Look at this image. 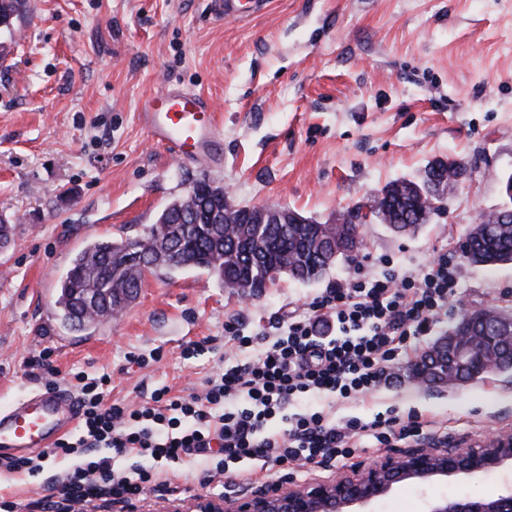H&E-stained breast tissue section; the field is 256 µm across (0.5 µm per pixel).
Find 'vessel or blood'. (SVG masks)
Segmentation results:
<instances>
[{
    "label": "vessel or blood",
    "mask_w": 512,
    "mask_h": 512,
    "mask_svg": "<svg viewBox=\"0 0 512 512\" xmlns=\"http://www.w3.org/2000/svg\"><path fill=\"white\" fill-rule=\"evenodd\" d=\"M208 102L198 94L165 88L146 98L139 120L151 138L180 159L213 158L218 133ZM68 392L42 390L22 403L0 409V455L21 457L52 448L76 422Z\"/></svg>",
    "instance_id": "1"
}]
</instances>
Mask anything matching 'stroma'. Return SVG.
<instances>
[{
  "label": "stroma",
  "instance_id": "stroma-1",
  "mask_svg": "<svg viewBox=\"0 0 512 512\" xmlns=\"http://www.w3.org/2000/svg\"><path fill=\"white\" fill-rule=\"evenodd\" d=\"M0 218L13 240L0 252V407L50 386L78 396L77 374L109 377L110 398L139 402L160 386L202 392L224 365L227 325L244 334L270 318L309 315L324 289L358 265L416 271L439 253L460 283L447 317L415 345L425 351L465 314L512 313V263L474 265L459 244L506 203L512 173V0H267L225 17L220 0H27L0 28ZM202 94L221 126L220 164L179 160L152 141L142 100L165 87ZM467 166L444 192L441 215L415 234L360 228L363 244L320 279L281 277L258 298L212 273L148 277L136 300L94 331L66 326L55 305L74 255L102 239H136L195 180L229 186L240 205L279 203L322 224L369 203L386 183L418 177L437 159ZM206 345L187 359L184 349ZM50 353L56 375L30 366ZM399 356L381 386L353 401L312 399L337 420L416 412L421 442L478 439L512 427V373L463 385L418 383ZM206 457L177 468L176 490L150 491L137 512L199 495ZM72 461L0 476V498L42 497ZM512 487V472L452 485L396 486L374 512H424L430 497Z\"/></svg>",
  "mask_w": 512,
  "mask_h": 512
}]
</instances>
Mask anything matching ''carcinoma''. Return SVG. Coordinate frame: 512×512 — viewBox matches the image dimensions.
<instances>
[{
    "mask_svg": "<svg viewBox=\"0 0 512 512\" xmlns=\"http://www.w3.org/2000/svg\"><path fill=\"white\" fill-rule=\"evenodd\" d=\"M24 9L25 0H0V27L10 28L12 20L20 17ZM434 201V197L429 203L417 201V193L409 190L404 180L388 183L372 199L382 218L411 224L416 229L440 210L432 205ZM360 210L355 206L343 213L355 251L362 244ZM324 228L311 219L306 224L288 226L263 224L256 226L258 238L242 237L237 227L224 224L222 207L199 185L190 201L180 197L161 212L150 227V243L140 250H128L126 241L102 240L87 245L62 279L56 304L64 322L74 329L86 330L107 321L121 313L142 287L145 265L173 247L178 260L162 267L211 270L216 259L224 264L226 288L233 287L235 281L251 287L272 283L285 260L290 267L289 276L310 282L333 265L321 257L319 233ZM478 254L476 262L485 265L512 261V231L503 237L482 240ZM84 298L95 300L96 316L82 313L80 302Z\"/></svg>",
    "mask_w": 512,
    "mask_h": 512,
    "instance_id": "obj_1",
    "label": "carcinoma"
}]
</instances>
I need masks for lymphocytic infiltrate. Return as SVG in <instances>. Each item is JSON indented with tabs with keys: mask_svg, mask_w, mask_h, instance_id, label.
I'll return each instance as SVG.
<instances>
[{
	"mask_svg": "<svg viewBox=\"0 0 512 512\" xmlns=\"http://www.w3.org/2000/svg\"><path fill=\"white\" fill-rule=\"evenodd\" d=\"M458 286V269L444 253L410 273L357 268L313 299L311 317H276L253 336L231 329L241 357L210 376L203 394L175 396L165 385L147 403H112L108 378L83 384L78 435L33 456L0 458V473L33 474L49 459L70 457L53 492L70 502L109 496L129 503L159 485L162 467L194 455H213L199 479L207 486L236 476L243 463L257 474L327 457L344 463L365 441L420 436L429 422L418 415L339 422L292 406L305 396L354 400L376 390L412 338L447 315ZM274 420L280 429L271 428Z\"/></svg>",
	"mask_w": 512,
	"mask_h": 512,
	"instance_id": "1",
	"label": "lymphocytic infiltrate"
}]
</instances>
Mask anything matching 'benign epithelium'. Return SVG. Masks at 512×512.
<instances>
[{
  "instance_id": "benign-epithelium-1",
  "label": "benign epithelium",
  "mask_w": 512,
  "mask_h": 512,
  "mask_svg": "<svg viewBox=\"0 0 512 512\" xmlns=\"http://www.w3.org/2000/svg\"><path fill=\"white\" fill-rule=\"evenodd\" d=\"M212 197L233 211L237 206L224 187L207 182ZM468 345L483 347L478 336L452 330L428 354ZM512 471V430L469 443H430L397 450L377 462L328 480L278 487L241 498L198 495L188 512H372L371 506L386 497L394 485L453 483L479 473ZM425 512H512V489L492 495L442 496L427 502Z\"/></svg>"
}]
</instances>
